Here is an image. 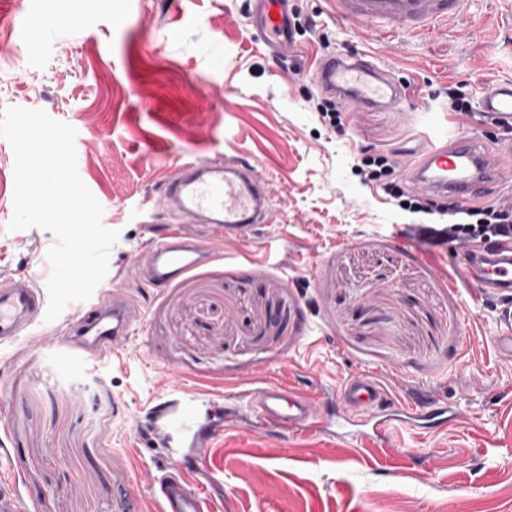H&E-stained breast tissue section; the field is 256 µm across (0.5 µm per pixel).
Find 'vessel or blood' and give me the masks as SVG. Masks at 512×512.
I'll return each instance as SVG.
<instances>
[{"instance_id":"obj_1","label":"vessel or blood","mask_w":512,"mask_h":512,"mask_svg":"<svg viewBox=\"0 0 512 512\" xmlns=\"http://www.w3.org/2000/svg\"><path fill=\"white\" fill-rule=\"evenodd\" d=\"M337 18L356 23L372 35L408 37L429 35L467 11L470 0H332ZM255 22L274 54L287 55L294 47L289 0H256ZM315 77L328 94H340L351 108L401 110L403 86L385 69L359 53H328L321 57ZM480 111L512 123V79L484 89ZM512 173V133L496 145L482 138L434 128L404 178L431 196L469 203L480 199ZM271 203L268 180L248 161L217 164L199 158L181 163L160 199L163 213L177 217L167 234L153 241L137 270L154 288H165L209 261L210 249L186 235L181 223L211 224L228 235L249 236L266 223ZM459 272L477 280L483 293L512 291V239L490 245H466ZM47 306L45 289L26 277L0 284V345L16 341L40 324ZM143 314L126 292L115 289L87 304L65 322L66 339L57 346L60 359L95 362L121 349L142 322ZM247 406L264 421L288 431L344 430L353 434L368 428L390 437L407 423L445 421L448 409L435 400L395 401L374 376L361 373L345 382L336 398L338 408L323 411L322 399L305 391L266 385L246 395ZM10 453L0 454V512H23L16 489ZM164 512H205L204 501L190 490L180 464L165 467L158 478Z\"/></svg>"}]
</instances>
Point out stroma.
Segmentation results:
<instances>
[{"mask_svg":"<svg viewBox=\"0 0 512 512\" xmlns=\"http://www.w3.org/2000/svg\"><path fill=\"white\" fill-rule=\"evenodd\" d=\"M295 48L274 58L250 0H0V115L70 124L77 172L118 231L110 274L144 319L111 360L54 361L30 339L0 347V449L18 454L27 512H162L156 468L182 459L208 512H512V358L492 338L503 300L459 276V247L416 238L420 215L362 185L364 150L419 148L445 120L435 86L512 78V8L474 0L438 33L361 37L329 0H295ZM388 67L416 109L370 107L330 130L313 101L324 50ZM247 160L275 192L245 240L183 230L215 259L161 292L134 266L165 223L150 204L182 158ZM15 156L0 138V280L47 284L54 234L9 230ZM392 395L429 391L457 413L369 437L285 432L241 404L272 384L312 395L355 372ZM231 408L192 446L152 432L156 406Z\"/></svg>","mask_w":512,"mask_h":512,"instance_id":"1","label":"stroma"}]
</instances>
